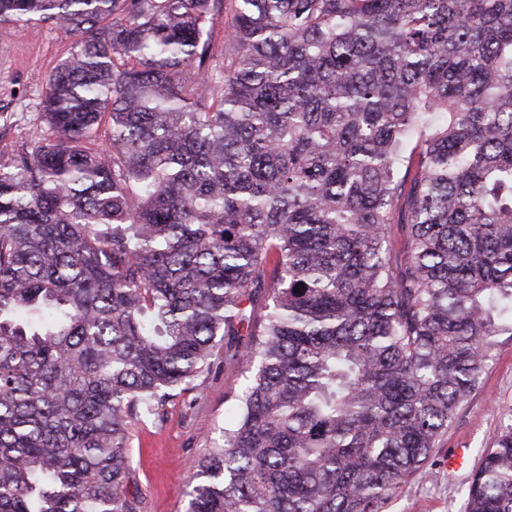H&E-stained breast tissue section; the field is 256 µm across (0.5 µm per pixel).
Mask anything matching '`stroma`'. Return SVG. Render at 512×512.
<instances>
[{
    "label": "stroma",
    "mask_w": 512,
    "mask_h": 512,
    "mask_svg": "<svg viewBox=\"0 0 512 512\" xmlns=\"http://www.w3.org/2000/svg\"><path fill=\"white\" fill-rule=\"evenodd\" d=\"M71 42L65 30L45 24L0 34V157L31 137L48 78ZM236 383L233 368L203 374L192 390L164 406L161 418L145 417L134 425L130 489L137 492L142 512H185L190 465L221 442ZM510 415L512 335L505 333L496 337L479 386L459 409L441 448L423 472L392 495L385 512H463L471 471H449L448 453L463 448L470 461H477Z\"/></svg>",
    "instance_id": "obj_1"
}]
</instances>
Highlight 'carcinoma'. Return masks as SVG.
Masks as SVG:
<instances>
[{
	"instance_id": "carcinoma-1",
	"label": "carcinoma",
	"mask_w": 512,
	"mask_h": 512,
	"mask_svg": "<svg viewBox=\"0 0 512 512\" xmlns=\"http://www.w3.org/2000/svg\"><path fill=\"white\" fill-rule=\"evenodd\" d=\"M31 23L73 41L0 157V512H140L133 426L221 348L187 512H383L512 334V0H0ZM464 512H512V417Z\"/></svg>"
}]
</instances>
